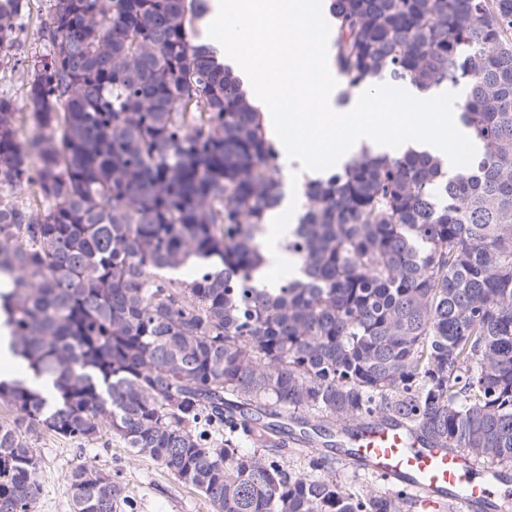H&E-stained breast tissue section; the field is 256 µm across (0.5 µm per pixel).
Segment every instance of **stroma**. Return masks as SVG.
Listing matches in <instances>:
<instances>
[{
    "instance_id": "35a3bbf8",
    "label": "stroma",
    "mask_w": 512,
    "mask_h": 512,
    "mask_svg": "<svg viewBox=\"0 0 512 512\" xmlns=\"http://www.w3.org/2000/svg\"><path fill=\"white\" fill-rule=\"evenodd\" d=\"M48 7L49 0H29L15 41L0 51V95L18 103L24 98L28 60L49 51V41L42 35ZM32 447L41 460V493L35 512H70L64 475L91 459L99 468L119 471L137 512H212L200 493L181 484L160 462L125 448L110 431H103L99 442L89 445L44 432Z\"/></svg>"
}]
</instances>
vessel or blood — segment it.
I'll return each mask as SVG.
<instances>
[{
  "label": "vessel or blood",
  "instance_id": "1",
  "mask_svg": "<svg viewBox=\"0 0 512 512\" xmlns=\"http://www.w3.org/2000/svg\"><path fill=\"white\" fill-rule=\"evenodd\" d=\"M354 461L421 496H445L458 512H495L504 479L498 470H474L461 455L421 447L400 426L382 425L354 442Z\"/></svg>",
  "mask_w": 512,
  "mask_h": 512
}]
</instances>
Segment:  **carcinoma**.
<instances>
[{"mask_svg":"<svg viewBox=\"0 0 512 512\" xmlns=\"http://www.w3.org/2000/svg\"><path fill=\"white\" fill-rule=\"evenodd\" d=\"M28 0H0V49ZM206 0H50L24 111L0 97V512H33L43 431L112 430L213 512H418L404 486L348 488L334 448L377 422L512 469V0H333L347 89L462 88L481 145L354 155L302 184L264 283L279 153L196 43ZM34 134L21 139L19 127ZM53 379L56 394L36 384ZM307 453L308 472L288 462ZM250 447L243 449L241 442ZM64 476L71 512H135L112 473Z\"/></svg>","mask_w":512,"mask_h":512,"instance_id":"cac0c4a2","label":"carcinoma"}]
</instances>
